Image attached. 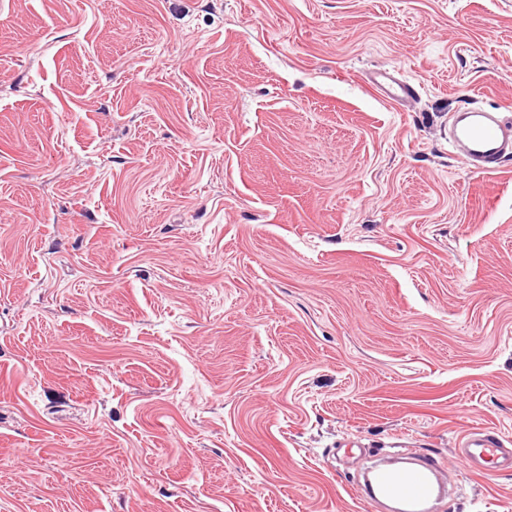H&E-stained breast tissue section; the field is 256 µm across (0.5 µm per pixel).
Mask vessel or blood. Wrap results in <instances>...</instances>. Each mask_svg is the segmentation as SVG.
<instances>
[{"label": "vessel or blood", "mask_w": 512, "mask_h": 512, "mask_svg": "<svg viewBox=\"0 0 512 512\" xmlns=\"http://www.w3.org/2000/svg\"><path fill=\"white\" fill-rule=\"evenodd\" d=\"M371 82L388 98L402 101L415 95V88L392 80L389 74L372 77ZM462 147L466 162L481 172L495 171L507 150L512 149V120L498 112L467 108L459 112L451 132ZM458 454L474 470L486 467L512 469V450L498 436L484 432L464 434ZM444 492L438 462L423 458L402 465H386L373 470L364 481V500L391 503L394 512H431Z\"/></svg>", "instance_id": "obj_1"}]
</instances>
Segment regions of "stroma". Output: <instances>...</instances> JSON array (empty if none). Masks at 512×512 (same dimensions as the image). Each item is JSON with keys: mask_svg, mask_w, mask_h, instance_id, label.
I'll use <instances>...</instances> for the list:
<instances>
[{"mask_svg": "<svg viewBox=\"0 0 512 512\" xmlns=\"http://www.w3.org/2000/svg\"><path fill=\"white\" fill-rule=\"evenodd\" d=\"M389 71L412 100L368 82ZM512 0H0V512H512ZM451 136L462 147L470 166L480 172H492L512 148V121L499 112L466 108L458 113ZM458 455L473 470L488 466L512 469V450L505 447L500 437L484 432L464 434L458 444ZM444 492L442 470L433 458L373 470L364 481L366 501L383 499L399 512H428Z\"/></svg>", "mask_w": 512, "mask_h": 512, "instance_id": "obj_1", "label": "stroma"}]
</instances>
